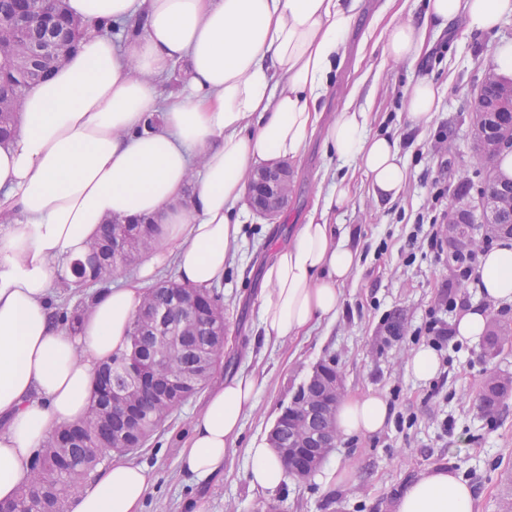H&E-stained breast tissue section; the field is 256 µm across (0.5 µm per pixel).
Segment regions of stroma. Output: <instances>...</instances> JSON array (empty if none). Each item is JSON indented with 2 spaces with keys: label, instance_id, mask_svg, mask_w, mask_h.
Here are the masks:
<instances>
[{
  "label": "stroma",
  "instance_id": "1",
  "mask_svg": "<svg viewBox=\"0 0 512 512\" xmlns=\"http://www.w3.org/2000/svg\"><path fill=\"white\" fill-rule=\"evenodd\" d=\"M362 0L361 13L347 44L344 62L324 102L325 119L341 111L352 86L357 102L371 111L373 131L398 137L409 178L391 202L374 197L362 172L352 177L351 200L329 223L347 225L351 243L362 260L342 288L335 319L316 325L308 335L268 344L258 332L262 272L276 252L293 240L317 199L325 196L340 175L338 162L327 156L322 137H315L290 166L292 192L287 211L274 223L244 209V237L233 249L224 277V360L215 380L233 377L241 369L266 379L256 404L246 412L240 438L227 449L224 468L194 479L181 469L180 451L201 397L178 408L164 429L133 453L132 461L148 475L143 512H395L398 494L412 480L436 467L453 468L477 493L475 512H501L512 486V393L495 415H485L476 398L489 373L512 376V345L488 355L484 340L452 339L439 358L441 369L432 378H416L408 359L419 343L415 331L429 317L454 323L458 308L477 305L490 319L512 321V304L488 301L479 285L457 287L459 273L451 246L434 256L425 242L410 243L416 224L435 206L476 205L477 193L461 194L465 170H478L471 100L484 71L496 60L499 46L512 41V16L488 33L462 29L429 33L430 48L419 66L386 60L379 49L364 43L368 21L379 8L388 17L421 18L426 0ZM431 78L439 90V110L425 128H411L402 107L410 81ZM441 177L443 201H435L434 177ZM452 285L457 308L445 305L443 285ZM401 313L404 331L388 336L386 326ZM341 373L348 396L376 394L392 411L376 434L339 438L321 465L348 469L343 484H325L320 473L306 480L286 478L275 492L250 484L251 462L246 453L254 438L267 437L282 410L320 363Z\"/></svg>",
  "mask_w": 512,
  "mask_h": 512
}]
</instances>
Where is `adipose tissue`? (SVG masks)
I'll return each mask as SVG.
<instances>
[{
    "label": "adipose tissue",
    "mask_w": 512,
    "mask_h": 512,
    "mask_svg": "<svg viewBox=\"0 0 512 512\" xmlns=\"http://www.w3.org/2000/svg\"><path fill=\"white\" fill-rule=\"evenodd\" d=\"M361 0H66L84 27L76 52L27 90L13 136L0 143V501L14 499L46 437L85 418L97 368L127 350L145 286L162 266L205 292L220 285L243 235L240 203L258 163L297 158L317 129L340 165H356L375 197L394 199L406 180L397 139L373 132L371 114L347 102L328 127L321 103L339 68ZM512 16V0H427L380 41L384 58L418 63L429 31L456 19L482 34ZM127 27L102 35L108 21ZM181 65V88L158 97L155 81ZM437 90L412 81L405 108L428 124ZM351 185H330L322 207L264 269L258 331L265 342L302 336L335 318L360 256L347 228L327 221ZM160 225L136 278L100 293L78 332L62 326L51 284L71 275L106 222ZM482 294L512 303V239L482 257ZM262 384L240 370L205 394L181 451L186 475L224 466L229 443ZM390 415L378 395L344 398L345 436L380 431ZM250 482L276 491L283 462L252 440ZM145 468L112 461L69 499V512H142ZM476 492L449 468H433L399 495L395 512H474Z\"/></svg>",
    "instance_id": "1"
}]
</instances>
